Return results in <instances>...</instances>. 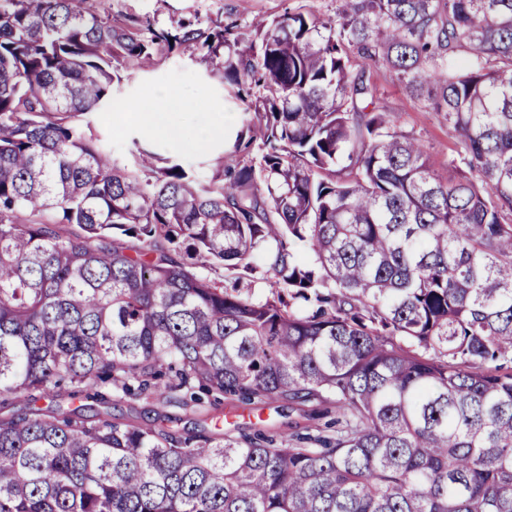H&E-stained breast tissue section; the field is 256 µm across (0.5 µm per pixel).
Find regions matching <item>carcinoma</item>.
<instances>
[{"instance_id": "1", "label": "carcinoma", "mask_w": 512, "mask_h": 512, "mask_svg": "<svg viewBox=\"0 0 512 512\" xmlns=\"http://www.w3.org/2000/svg\"><path fill=\"white\" fill-rule=\"evenodd\" d=\"M85 2L0 0V512H512V0H336L246 42ZM183 47L259 129L206 179L80 129ZM358 57L445 113L471 177ZM258 260L286 293H243ZM147 392L334 417L283 448L112 416ZM356 69L365 71L376 88L381 104L389 112L397 113L400 129L426 145L430 163L437 173L443 178H459V169L453 160L459 163L462 148L448 133V122L443 112H428L422 102L407 94L395 74L383 65L358 58Z\"/></svg>"}]
</instances>
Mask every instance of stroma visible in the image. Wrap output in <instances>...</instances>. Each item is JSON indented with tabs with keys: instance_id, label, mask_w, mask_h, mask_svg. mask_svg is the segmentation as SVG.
<instances>
[{
	"instance_id": "1",
	"label": "stroma",
	"mask_w": 512,
	"mask_h": 512,
	"mask_svg": "<svg viewBox=\"0 0 512 512\" xmlns=\"http://www.w3.org/2000/svg\"><path fill=\"white\" fill-rule=\"evenodd\" d=\"M92 6L103 15L147 14L161 25L174 18L202 21L218 18L236 23L243 32L257 16L272 20L281 18L288 11L311 13L322 18L334 16L336 0H93ZM356 66L364 70L374 85L381 104L388 111L397 113L401 130L425 144L437 173L448 179L458 178L459 171L454 162L462 148L449 134L443 113L428 111L422 102L411 98L395 74L385 66L362 58L357 59ZM121 77V92L126 99L145 100L160 89L174 88L184 99L201 102L202 107L179 114L182 141L178 144L160 134L144 133L133 119L117 121L109 112L90 114L88 121L92 134L102 144L110 146L114 155H125L131 141L136 139L160 158L177 161L203 177L210 175L218 162L230 164L239 159L236 145L239 139L249 135L245 105L235 99L231 87L225 85L223 79L212 74L209 63L179 51L157 57L148 71H125ZM215 112L224 115L223 135L205 147H196L198 125ZM112 413L144 425L151 424L161 415L177 416L186 428L192 427L195 421L213 419L227 428L263 429L283 438L288 435L289 422L302 418L300 408L285 401L254 406L212 397L201 406L185 410L164 403L151 393L114 402Z\"/></svg>"
}]
</instances>
